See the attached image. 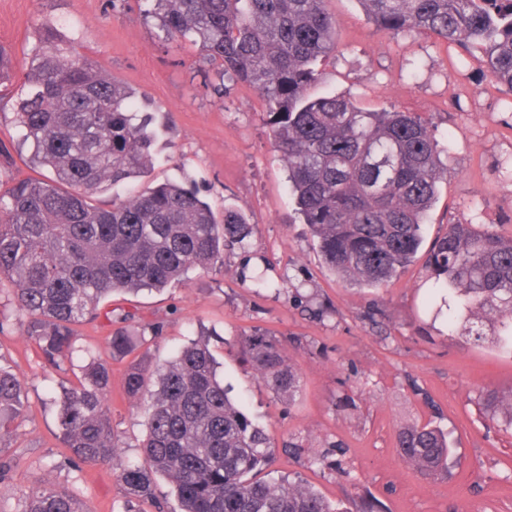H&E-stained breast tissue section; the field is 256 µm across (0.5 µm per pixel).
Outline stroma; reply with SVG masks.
I'll return each mask as SVG.
<instances>
[{
    "instance_id": "1",
    "label": "stroma",
    "mask_w": 512,
    "mask_h": 512,
    "mask_svg": "<svg viewBox=\"0 0 512 512\" xmlns=\"http://www.w3.org/2000/svg\"><path fill=\"white\" fill-rule=\"evenodd\" d=\"M151 0H0V45L23 80L37 24L49 21L78 41L113 78L133 90L151 126L156 162L119 195L162 183L195 190L215 213L233 208L255 232L248 249L224 251L222 270L189 271L163 291L116 292L101 317L79 329L81 344L102 341L134 314L146 342L112 363V427L135 463L145 417L122 394L130 361L157 366L194 341L210 345L218 375L273 442L267 470L319 490L340 512H358L371 493L383 512H512V427L491 419L482 391H512V353L449 332L430 302L425 252L449 224L491 226L512 238V91L491 82L481 57L433 36L394 35L368 20L359 0H329L336 50L322 60L311 96L345 95L368 111L417 112L435 127L448 162L438 199L423 226V251L379 288L349 286L324 263L294 213L288 169L266 124L264 99L237 84L213 89L197 46L167 41ZM18 144L11 100H0V189L30 175ZM267 258L281 295L255 293L242 281L246 257ZM329 310L317 314L319 305ZM10 289L0 290V360L24 380L28 410L7 441L11 465L0 473V512H22L29 488L68 491L86 512H123L126 490L112 464L72 463L56 438L53 397L63 379L16 324ZM260 329L286 346L301 376L294 398L276 394L242 357L236 338ZM432 423L448 434L458 461L449 478L407 468L402 428ZM299 445L285 451V442ZM342 445L347 476L316 463Z\"/></svg>"
}]
</instances>
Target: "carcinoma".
Instances as JSON below:
<instances>
[{"label": "carcinoma", "instance_id": "1", "mask_svg": "<svg viewBox=\"0 0 512 512\" xmlns=\"http://www.w3.org/2000/svg\"><path fill=\"white\" fill-rule=\"evenodd\" d=\"M168 39L199 47L221 70L223 95L238 83L268 103L266 113L289 193L325 264L349 284L379 288L416 258L422 224L448 165L432 124L417 112H370L344 95L311 99L315 63L336 49L329 0H153ZM378 28L417 31L479 51L490 79L512 90V0H359ZM28 54L14 109L29 162L51 176L25 177L0 193V283L8 282L17 319L44 360L63 371L78 352L75 327L99 315L116 291L163 289L198 269L224 266V248L247 245L253 226L236 210L217 216L197 193L161 184L112 198L96 196L140 176L150 162L147 122L137 121L131 92L42 23ZM12 54L0 46V97ZM434 295L456 308L446 321L476 341L512 351V239L457 222L433 244ZM258 289L281 285L253 269ZM265 384L293 397L300 387L287 349L273 336L241 337ZM144 342L133 331L106 337L112 357ZM57 397L58 439L77 463L115 459L111 365L98 356ZM124 394L144 408L142 461L122 468L125 512L156 501V477L173 487L180 512H338L308 485L259 477L271 438L228 395L205 342L182 348L155 368L130 366ZM23 381L0 364L1 445L23 416ZM484 405L512 419V397L489 391ZM402 461L432 476L450 472L453 449L427 423L404 429ZM23 512H86L68 493L43 485L25 495Z\"/></svg>", "mask_w": 512, "mask_h": 512}]
</instances>
